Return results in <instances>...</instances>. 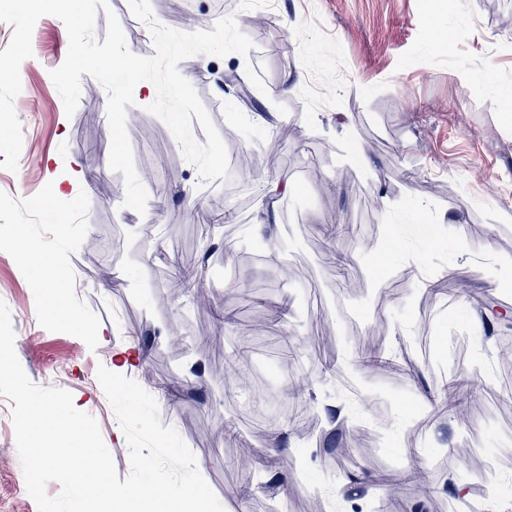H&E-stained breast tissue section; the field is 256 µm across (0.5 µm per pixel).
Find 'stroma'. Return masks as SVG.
Masks as SVG:
<instances>
[{"label":"stroma","mask_w":512,"mask_h":512,"mask_svg":"<svg viewBox=\"0 0 512 512\" xmlns=\"http://www.w3.org/2000/svg\"><path fill=\"white\" fill-rule=\"evenodd\" d=\"M154 18L212 30L211 0H150ZM128 49L154 55L130 0H108ZM253 42L248 55H196L194 81L223 139L227 180L203 183L168 127L134 90L126 127L145 214L124 207L109 167L107 94L82 75L66 117L50 72L69 38L45 16L20 66L14 107L23 131L16 171L0 168V301L18 359L36 385L71 392L98 422L119 478L128 445L97 379L123 351L142 359L127 377L157 401L226 512H512V388L500 386L489 324L491 269L512 277V0H233L226 9ZM451 33L439 44L436 33ZM278 151L269 154L267 146ZM357 144L369 160L348 156ZM291 181L256 259L248 233L267 204L252 171ZM65 195L57 197L55 186ZM430 225L435 242L404 262L382 243ZM192 267L199 287L179 282ZM72 293L53 317L40 281ZM105 341H98V334ZM261 336L288 337L292 362L261 355ZM393 371L362 372L371 337ZM458 337V385L446 392L418 344ZM373 388L359 416L337 418L335 368ZM238 360L273 392L287 418H254V390L225 378ZM488 457V484L471 460ZM430 477L421 486L412 475ZM10 416L0 413V512H38Z\"/></svg>","instance_id":"1"}]
</instances>
